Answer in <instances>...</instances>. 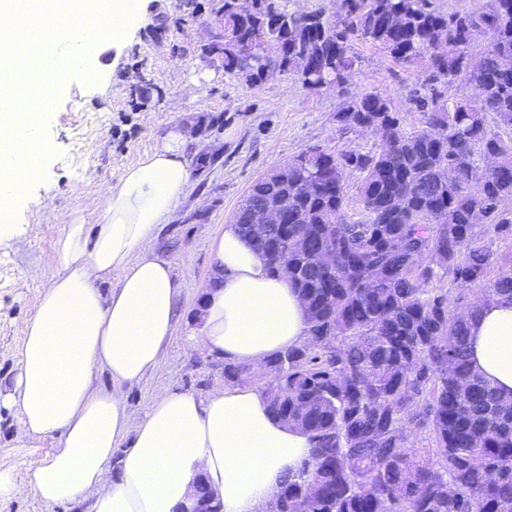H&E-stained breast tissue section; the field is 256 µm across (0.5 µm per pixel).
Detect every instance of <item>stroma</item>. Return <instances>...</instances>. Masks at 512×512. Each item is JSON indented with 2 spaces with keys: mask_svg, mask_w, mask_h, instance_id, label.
Listing matches in <instances>:
<instances>
[{
  "mask_svg": "<svg viewBox=\"0 0 512 512\" xmlns=\"http://www.w3.org/2000/svg\"><path fill=\"white\" fill-rule=\"evenodd\" d=\"M222 5L139 0L125 39L103 47L96 79L88 83L71 73L63 81L54 109L42 117L53 156L18 204L14 230L0 232V382L9 383L16 369L24 323L58 264L51 224L96 223L106 187L170 127L182 126L189 136L194 189L161 226L154 249L177 256L174 275L182 288L161 363L123 389L132 428L163 394L203 397L224 382L223 357L191 345L189 337L200 327L196 311L215 275L211 242L232 223L251 185L305 150L377 147V135L336 120L361 92L386 93L404 128H417L408 98L420 66L400 65L371 45L356 44L361 62L340 88L310 90L291 74L244 87L208 61ZM16 230L24 248L14 244ZM15 427L13 411L1 405L0 469L20 473L54 442L18 437Z\"/></svg>",
  "mask_w": 512,
  "mask_h": 512,
  "instance_id": "1",
  "label": "stroma"
}]
</instances>
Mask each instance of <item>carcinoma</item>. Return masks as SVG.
Masks as SVG:
<instances>
[{
  "mask_svg": "<svg viewBox=\"0 0 512 512\" xmlns=\"http://www.w3.org/2000/svg\"><path fill=\"white\" fill-rule=\"evenodd\" d=\"M219 38L235 47L224 71L249 87L285 74L341 87L356 42L424 63L410 93L419 128L403 130L378 90L354 96L338 122L384 136L381 146L302 151L234 215L272 271L288 255L308 320L307 341L266 363L271 414L314 441L271 512H512V395L468 360L469 315L512 298V270L487 282L491 252L475 231L512 232V0L449 14L433 0H340L330 19L224 0ZM460 82L471 97L451 96ZM281 199L288 223H262L263 204ZM325 250L332 267L312 261ZM435 263L479 288L477 303L451 310L449 292L431 287ZM410 428L430 432L433 457L409 448Z\"/></svg>",
  "mask_w": 512,
  "mask_h": 512,
  "instance_id": "carcinoma-1",
  "label": "carcinoma"
}]
</instances>
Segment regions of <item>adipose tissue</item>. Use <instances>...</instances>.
I'll return each instance as SVG.
<instances>
[{
	"label": "adipose tissue",
	"mask_w": 512,
	"mask_h": 512,
	"mask_svg": "<svg viewBox=\"0 0 512 512\" xmlns=\"http://www.w3.org/2000/svg\"><path fill=\"white\" fill-rule=\"evenodd\" d=\"M187 139L171 127L126 167L95 225H57L59 265L24 324L12 386L0 391L19 437L55 444L22 476L0 470V499L29 491L46 503L91 499L90 512H178L202 478L223 512H266L288 470L310 457V436L274 418L247 383L203 398L165 394L128 426L122 388L159 365L176 321L175 260L153 243L193 190ZM211 248L216 281L202 302L203 342L256 368L301 345L307 315L287 277L270 271L237 225H225ZM468 334L472 366L512 392V301L487 302ZM101 371L111 388L95 386Z\"/></svg>",
	"instance_id": "ef3b65f1"
}]
</instances>
